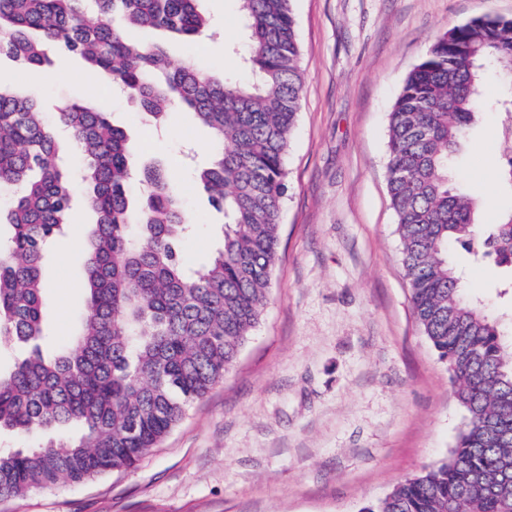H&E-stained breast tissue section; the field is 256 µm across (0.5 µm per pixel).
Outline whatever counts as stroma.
Returning a JSON list of instances; mask_svg holds the SVG:
<instances>
[{
	"mask_svg": "<svg viewBox=\"0 0 512 512\" xmlns=\"http://www.w3.org/2000/svg\"><path fill=\"white\" fill-rule=\"evenodd\" d=\"M304 88L286 156L278 255L263 319L234 367L192 403L157 447L129 470L0 499V512H360L445 459L463 426L448 366L417 324L387 188L389 116L408 73L453 26L512 17V0H293ZM206 36L185 41L144 30L173 64L191 59L248 79L236 0H203ZM60 77L0 59L46 116L80 99L107 97L134 154L159 162L182 196L195 234L182 254L201 270L222 240L223 218L195 170L213 155L194 114L151 127L111 82L53 47ZM497 65L485 69V106L448 161V182L474 202L481 235L512 213V187L496 171ZM74 222L43 268L46 353L67 343L87 302L83 245L94 216L82 185ZM448 261L468 297L512 328V272L460 245Z\"/></svg>",
	"mask_w": 512,
	"mask_h": 512,
	"instance_id": "obj_1",
	"label": "stroma"
}]
</instances>
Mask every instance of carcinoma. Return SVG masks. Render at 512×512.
<instances>
[{
    "mask_svg": "<svg viewBox=\"0 0 512 512\" xmlns=\"http://www.w3.org/2000/svg\"><path fill=\"white\" fill-rule=\"evenodd\" d=\"M202 0H0V57L48 65L58 45L125 90L155 123L195 113L215 144L197 178L224 215L223 243L187 271L182 200L166 172L128 149L108 113L74 101L47 125L37 103L0 84V343L25 355L0 372V432L37 441L0 450V498L134 467L224 379L259 325L279 247L285 158L304 72L291 0H239L240 83L187 60L170 63L140 30L201 34ZM95 9L96 19L89 17ZM512 86V19L479 17L444 32L407 75L390 113L387 187L413 315L448 364L465 422L448 457L363 512H512V337L463 295L448 245H473L512 270V214L478 240L471 200L448 185V156L480 111L485 65ZM84 160L59 164L56 129ZM146 186L129 195L133 176ZM97 216L88 231L87 310L69 344L43 355L46 246L71 220L73 177Z\"/></svg>",
    "mask_w": 512,
    "mask_h": 512,
    "instance_id": "obj_1",
    "label": "carcinoma"
}]
</instances>
